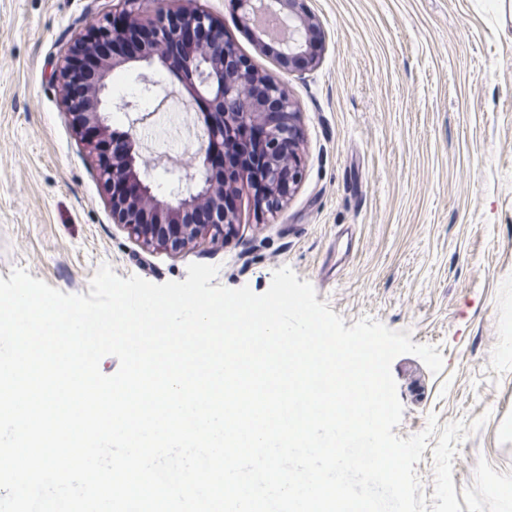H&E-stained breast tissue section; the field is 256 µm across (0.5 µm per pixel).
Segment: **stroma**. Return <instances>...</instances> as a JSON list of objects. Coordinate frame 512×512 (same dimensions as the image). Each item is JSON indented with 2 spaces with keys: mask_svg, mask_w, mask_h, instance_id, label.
Wrapping results in <instances>:
<instances>
[{
  "mask_svg": "<svg viewBox=\"0 0 512 512\" xmlns=\"http://www.w3.org/2000/svg\"><path fill=\"white\" fill-rule=\"evenodd\" d=\"M104 2L0 0V277L22 267L86 294L104 264L162 284L201 263L217 266L216 284L262 294L290 267L345 327L367 316L442 353L437 374L411 354L391 365L394 434L438 417L415 465L428 512H512V0H306L320 59L294 72L236 0H193L288 90L303 175L262 222L241 190L233 233L178 254L113 223L50 78ZM118 77L150 131V107L183 91L157 64ZM203 135L170 141L165 159L142 147L155 194L168 196Z\"/></svg>",
  "mask_w": 512,
  "mask_h": 512,
  "instance_id": "1",
  "label": "stroma"
}]
</instances>
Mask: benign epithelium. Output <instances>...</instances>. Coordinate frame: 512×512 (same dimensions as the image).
Returning a JSON list of instances; mask_svg holds the SVG:
<instances>
[{
	"instance_id": "1",
	"label": "benign epithelium",
	"mask_w": 512,
	"mask_h": 512,
	"mask_svg": "<svg viewBox=\"0 0 512 512\" xmlns=\"http://www.w3.org/2000/svg\"><path fill=\"white\" fill-rule=\"evenodd\" d=\"M268 2L288 27L280 44L279 65L289 71L318 63L307 33L314 21L305 0H237L245 22L255 5ZM177 0H119L76 37L57 61L52 80L59 86L64 112L85 146L111 211L143 247L179 253L191 244L216 241L233 230L237 210L224 208L231 190L247 187L256 216L283 208L302 178L301 130L294 102L283 84L259 72L224 34V23L211 12L175 5ZM163 66L182 78L198 114L204 117L206 144L201 161L175 177L169 197L155 195L146 172L137 167L136 105L112 99V73L131 63ZM129 115V128L109 123L112 110ZM262 129V164L257 171L226 169L221 181L213 164L224 161L231 135L246 127ZM120 135L126 149L110 159L101 139Z\"/></svg>"
}]
</instances>
